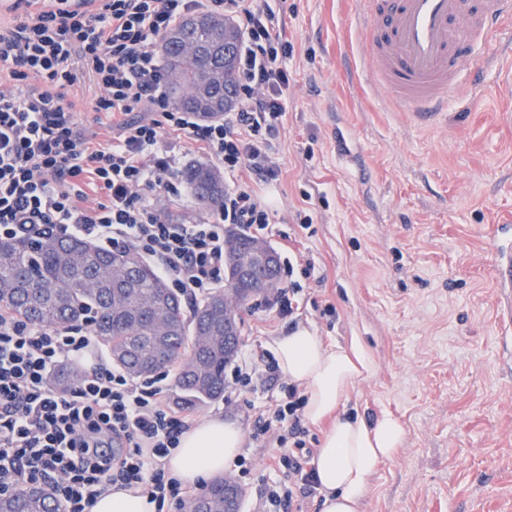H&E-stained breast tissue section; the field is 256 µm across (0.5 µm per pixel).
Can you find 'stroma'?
<instances>
[{
	"mask_svg": "<svg viewBox=\"0 0 512 512\" xmlns=\"http://www.w3.org/2000/svg\"><path fill=\"white\" fill-rule=\"evenodd\" d=\"M356 0H276L292 44L287 110L269 142L280 173L258 186L267 241L294 265L300 323L329 343L359 337L374 362L345 407L398 418L406 438L381 464L361 512H512V374L497 335L493 227L512 220V58L476 49L478 94H450L443 125H417L360 74ZM351 144L336 150V135ZM308 224H301V217ZM333 314H326V307ZM240 349L287 335L250 301ZM266 396L191 407L193 421L236 423L254 468L238 476L257 512L269 451L250 439Z\"/></svg>",
	"mask_w": 512,
	"mask_h": 512,
	"instance_id": "stroma-1",
	"label": "stroma"
}]
</instances>
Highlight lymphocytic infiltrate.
Returning <instances> with one entry per match:
<instances>
[{
    "label": "lymphocytic infiltrate",
    "instance_id": "obj_1",
    "mask_svg": "<svg viewBox=\"0 0 512 512\" xmlns=\"http://www.w3.org/2000/svg\"><path fill=\"white\" fill-rule=\"evenodd\" d=\"M236 16L238 105L224 121L171 106L161 44L197 11ZM0 24V239L48 233L80 236L115 250L132 249L191 300L224 280L226 227L269 228L257 182L279 170L267 136L285 110L290 44L272 0H46L30 9L14 0ZM88 76L98 93L91 110L112 122L110 142L78 120L71 90ZM199 145L231 181L205 224L161 217L158 194L179 192V148ZM95 345L87 327L43 328L0 312V485H50L65 512H92L112 488L137 487L157 512H178L187 490L166 459L192 424L170 406L164 377L133 379L116 369L82 366ZM274 358L253 351L231 370L232 392H268L255 435L275 443L276 466L289 484L268 483L261 512H283L316 496L306 465L304 399L285 397Z\"/></svg>",
    "mask_w": 512,
    "mask_h": 512
}]
</instances>
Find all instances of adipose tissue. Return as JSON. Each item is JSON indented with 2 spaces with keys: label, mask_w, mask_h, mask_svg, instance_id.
Listing matches in <instances>:
<instances>
[{
  "label": "adipose tissue",
  "mask_w": 512,
  "mask_h": 512,
  "mask_svg": "<svg viewBox=\"0 0 512 512\" xmlns=\"http://www.w3.org/2000/svg\"><path fill=\"white\" fill-rule=\"evenodd\" d=\"M271 350L281 371L305 388L304 419L328 425L312 461L322 512H360L377 467L395 455L406 435L391 416L369 421L344 409L357 382L373 370L364 344L356 336L344 346L330 344L300 327L274 339ZM242 442L237 425L207 418L181 435L167 466L183 483L198 487L224 474Z\"/></svg>",
  "instance_id": "ef3b65f1"
}]
</instances>
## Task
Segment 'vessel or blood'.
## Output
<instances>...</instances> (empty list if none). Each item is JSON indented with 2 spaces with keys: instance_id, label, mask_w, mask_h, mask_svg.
Returning a JSON list of instances; mask_svg holds the SVG:
<instances>
[{
  "instance_id": "obj_1",
  "label": "vessel or blood",
  "mask_w": 512,
  "mask_h": 512,
  "mask_svg": "<svg viewBox=\"0 0 512 512\" xmlns=\"http://www.w3.org/2000/svg\"><path fill=\"white\" fill-rule=\"evenodd\" d=\"M356 24L364 40L361 69L413 121L436 128L448 95L460 85L480 87L465 74L477 43L488 42L512 20V0H357ZM502 331L512 330V252L494 253Z\"/></svg>"
}]
</instances>
